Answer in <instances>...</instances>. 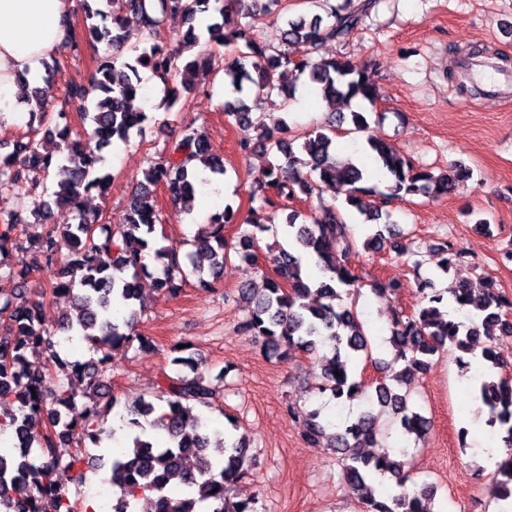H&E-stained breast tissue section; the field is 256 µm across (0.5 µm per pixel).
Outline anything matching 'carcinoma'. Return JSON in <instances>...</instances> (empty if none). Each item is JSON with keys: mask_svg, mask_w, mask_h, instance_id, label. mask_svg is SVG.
Segmentation results:
<instances>
[{"mask_svg": "<svg viewBox=\"0 0 512 512\" xmlns=\"http://www.w3.org/2000/svg\"><path fill=\"white\" fill-rule=\"evenodd\" d=\"M106 0L112 13L99 7L98 0H77L83 23L68 16L63 22L62 45L53 63L46 65L41 82L29 89V124H38L13 141V149L0 156V189L21 196L40 198L33 226L38 231L26 239L16 233L17 214L0 213V402H19L9 414L17 443L10 455L0 453V512H102L71 499L58 472L67 473L76 486L84 483L92 456L78 450L62 458L56 448L66 442H89L109 462L112 484L121 490L119 505L112 512H137L145 495L160 501L157 512H255L250 503L234 501L233 486L248 472L249 446L236 436L240 425L228 418L224 445L208 447L207 417L188 420L195 408L211 410L220 397L219 387L198 371L193 359L175 357L178 372L163 374L162 393L154 401H142L128 414L126 426L135 430L130 444L110 447L114 434L102 426L117 399L97 406L104 389L102 369L107 350L117 343L154 348L153 340L138 326L144 312L141 275L147 273L143 253L150 251L162 265L154 285L160 291L177 294L187 281V266L198 271L209 260V273L217 278L230 252L253 262L258 235L269 230L255 223L237 236V247L225 240L224 228L236 221L237 211L229 204L212 223L198 229L193 251L181 261L175 252L157 244L160 223L156 190L163 187L174 203L195 197L197 186L209 178H196L189 166L200 163L212 176L226 174L224 157L198 128L181 126L179 134L165 147L159 161L150 164L127 204L123 224L102 222V213L83 209L86 196L95 191L105 196L114 176L103 171L100 153L116 142L126 143L133 130H142L149 120L142 108L144 90L140 70L151 69L167 85L169 103L180 92L197 88L215 70V59L206 50L186 62L181 51L168 48L161 37L166 14L180 15L187 24L179 39L185 48L200 45L202 37L236 48L237 56L224 65V115L239 124H252L253 110L278 97L286 102L293 88L276 83L281 67H292L307 75L319 95L329 104L365 101L376 104L377 92L365 68L340 56L326 58L320 51L328 42L344 38L362 22L369 4L343 0H309L324 10L288 18L275 28L272 38L259 36L258 28L268 16L285 10L282 0ZM138 18L145 45L124 49L125 20ZM241 16V23L234 17ZM93 50L94 70L86 85H71L65 103L54 104V84L63 53L79 55ZM86 107L91 131L80 132L72 125L66 104ZM350 123L347 133L366 131L365 113L349 112V117L332 118L311 131L284 139L262 129L254 141L239 144L243 154L257 147L275 155L267 170L254 175L249 184L251 202L274 206L278 200L306 201L318 196L311 222L299 221L300 214L288 213L281 223L282 239L268 245L275 275L266 277L262 287L240 289L248 300V314L239 330L261 344L266 358H280L290 351L317 356L321 370L320 390L330 391L336 404L365 401L367 407L356 417L333 425L334 432L320 421L314 410L302 419L300 431L310 447L327 441L342 466L349 493L360 512H431L438 487L423 483L407 486L410 475L407 451L393 448L380 455L365 452L381 448L376 428L378 418L392 416L391 424L419 441L432 428L430 418L411 408V398L421 374L446 352L454 354L459 368L468 374L479 402L478 412L486 413V426L507 448L506 457L496 466L493 480L496 501L512 505V384L500 375L504 362L498 351L500 338L512 336V302L507 301L488 276L458 282L442 291L427 293L430 282L422 284L425 305L407 315L393 314L388 342L392 358L383 368L382 378L369 384L356 377L362 359L371 357V344L354 306L343 303V295L360 289L350 258L355 242L349 224L336 204L318 195L323 186L336 187L345 194L344 204L368 222L366 250L385 245L401 254L397 242L401 231L392 220L390 206L413 196L432 198L453 194L469 178L461 167L438 175L414 166L391 143L373 136L366 138L364 153L379 170L392 179L380 190L368 185L365 164L336 157L338 125ZM58 139V149L41 150L36 135ZM375 201H370V198ZM68 250L67 265L57 271L52 294L71 296L72 309L55 329L45 326L42 316L47 290L28 296L29 274L49 267L62 250ZM439 269L447 273L464 261L466 253L453 245L442 246ZM315 260L316 277L303 270L304 258ZM371 294L384 300L400 291L393 281L374 279ZM453 300L468 311V320L445 318L442 307ZM61 332L80 336L97 358L69 364L63 360L55 339ZM331 350L319 351L323 340ZM89 400L78 419L69 418L77 399ZM151 430H160L166 441L154 443Z\"/></svg>", "mask_w": 512, "mask_h": 512, "instance_id": "1", "label": "carcinoma"}]
</instances>
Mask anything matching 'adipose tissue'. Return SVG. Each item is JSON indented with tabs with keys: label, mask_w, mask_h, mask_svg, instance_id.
<instances>
[{
	"label": "adipose tissue",
	"mask_w": 512,
	"mask_h": 512,
	"mask_svg": "<svg viewBox=\"0 0 512 512\" xmlns=\"http://www.w3.org/2000/svg\"><path fill=\"white\" fill-rule=\"evenodd\" d=\"M74 0H0V112L17 113L19 75L35 78L62 36Z\"/></svg>",
	"instance_id": "obj_1"
}]
</instances>
